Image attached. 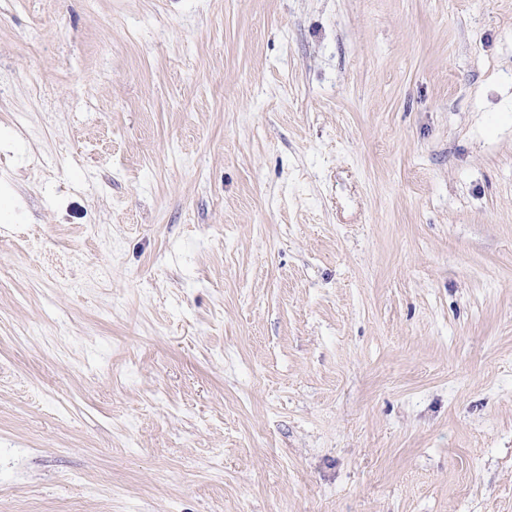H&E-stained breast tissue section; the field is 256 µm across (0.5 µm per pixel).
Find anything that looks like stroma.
Listing matches in <instances>:
<instances>
[{"instance_id":"1","label":"stroma","mask_w":512,"mask_h":512,"mask_svg":"<svg viewBox=\"0 0 512 512\" xmlns=\"http://www.w3.org/2000/svg\"><path fill=\"white\" fill-rule=\"evenodd\" d=\"M0 512H512V0H0Z\"/></svg>"}]
</instances>
